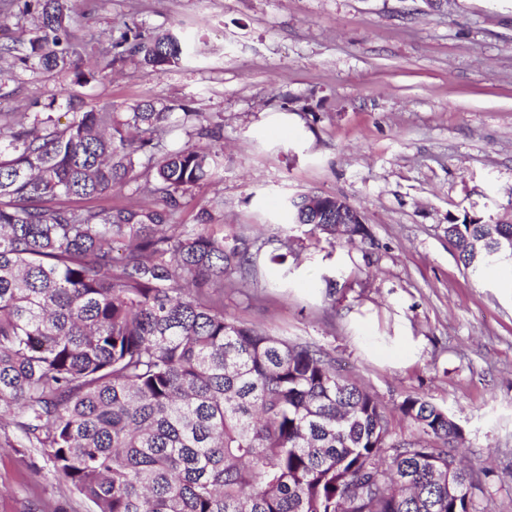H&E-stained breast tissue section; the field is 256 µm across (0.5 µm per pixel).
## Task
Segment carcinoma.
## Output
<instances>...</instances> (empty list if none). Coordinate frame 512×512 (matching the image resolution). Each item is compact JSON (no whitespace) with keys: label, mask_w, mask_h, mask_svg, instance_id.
<instances>
[{"label":"carcinoma","mask_w":512,"mask_h":512,"mask_svg":"<svg viewBox=\"0 0 512 512\" xmlns=\"http://www.w3.org/2000/svg\"><path fill=\"white\" fill-rule=\"evenodd\" d=\"M40 36L0 45V60L47 70L81 56L68 0H38ZM106 53L155 70L184 53L173 34L124 32ZM30 123L0 113V420L94 512H484L480 478L459 467L463 429L420 396L392 426L377 398L306 342L224 314V289L255 282L244 236L175 224L183 193L217 156L146 151L169 107L74 111ZM143 168L154 206L80 208ZM320 209L292 223L336 238ZM444 233L473 273L512 262V224L463 221ZM124 247L121 258L114 245ZM458 474L448 497V474Z\"/></svg>","instance_id":"carcinoma-1"}]
</instances>
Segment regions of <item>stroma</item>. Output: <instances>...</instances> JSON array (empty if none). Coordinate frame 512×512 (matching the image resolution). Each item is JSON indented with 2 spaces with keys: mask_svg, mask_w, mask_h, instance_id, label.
<instances>
[{
  "mask_svg": "<svg viewBox=\"0 0 512 512\" xmlns=\"http://www.w3.org/2000/svg\"><path fill=\"white\" fill-rule=\"evenodd\" d=\"M81 58L17 69L0 112L51 111L60 90L85 109L143 102L221 124L219 139L171 122L159 152L218 154L177 221L209 210L225 240L259 249L256 283L224 312L341 363L386 411L409 395L448 410L459 450L486 470L478 502L512 512V270L473 277L443 234L512 213V0H73ZM177 34L175 66L108 65L112 33ZM335 195L373 241L291 223L290 197ZM291 242L284 250L283 242ZM287 253V266L273 263ZM337 282L326 297L325 282ZM35 448H0V512H92Z\"/></svg>",
  "mask_w": 512,
  "mask_h": 512,
  "instance_id": "35a3bbf8",
  "label": "stroma"
}]
</instances>
